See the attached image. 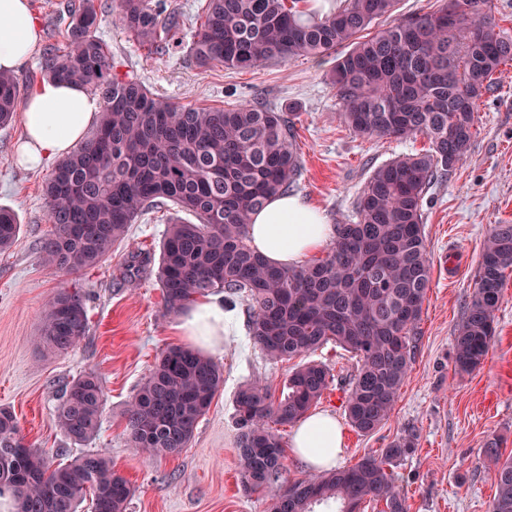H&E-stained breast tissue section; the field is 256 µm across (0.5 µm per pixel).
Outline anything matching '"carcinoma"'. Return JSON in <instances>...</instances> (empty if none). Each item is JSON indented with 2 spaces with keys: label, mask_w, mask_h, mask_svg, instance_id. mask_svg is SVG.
I'll use <instances>...</instances> for the list:
<instances>
[{
  "label": "carcinoma",
  "mask_w": 512,
  "mask_h": 512,
  "mask_svg": "<svg viewBox=\"0 0 512 512\" xmlns=\"http://www.w3.org/2000/svg\"><path fill=\"white\" fill-rule=\"evenodd\" d=\"M301 0H207L205 21L192 43L197 65L254 68L293 56L336 55L330 79L340 118L366 138L423 135L430 148L376 168L357 202V221L336 225L326 256L298 267H273L250 245L251 214L273 195H287L301 168L294 123L259 103L234 108L177 107L132 78L114 73L106 44L95 36L97 0L70 12L66 49L43 55L42 73L75 83L101 99L88 140L59 163L47 182L44 261L72 273L112 254L129 225L170 201L177 212L163 240L158 279L169 311L222 292L230 307L248 302V329L274 362L333 343L358 358L345 412L362 435L391 416L415 355L416 329L430 282L424 200L430 187L461 165L470 151L481 99L498 87L512 61V36L486 10L488 0H439L436 9L395 18L398 0H345L321 18ZM130 39L149 48L163 28L150 0H119ZM386 24L372 30L379 20ZM349 45L345 53L338 49ZM17 77L0 72V126L18 112ZM180 212L194 215L189 224ZM19 232L15 213L0 208V251ZM479 278L455 336L454 364L472 372L495 336L503 274L512 269V224H497L485 241ZM88 332L87 299L61 289L41 318L38 344L64 353ZM333 382L329 368L308 362L288 377L278 401L255 384L236 395V449L244 491L270 497V512H315L333 501L337 512H407L392 467L412 448V433L379 454L318 475L288 479L282 436L275 426L306 417ZM224 386V371L192 349L168 348L127 402L130 447L173 457L188 446L199 419ZM106 393L83 373L62 390L56 421L75 444L97 435ZM496 493L490 512H512V458L487 448ZM0 472L14 512H126L132 490L100 450L68 464L20 436L11 411L0 409Z\"/></svg>",
  "instance_id": "obj_1"
}]
</instances>
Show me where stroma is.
I'll list each match as a JSON object with an SVG mask.
<instances>
[{
    "label": "stroma",
    "mask_w": 512,
    "mask_h": 512,
    "mask_svg": "<svg viewBox=\"0 0 512 512\" xmlns=\"http://www.w3.org/2000/svg\"><path fill=\"white\" fill-rule=\"evenodd\" d=\"M72 2L32 0L41 41L17 70L21 97L33 94L43 80L44 49L64 45ZM166 3L180 20L175 44L151 52L129 40L117 0H98L95 34L107 44L118 74L136 77L180 105L228 108L257 99L293 118L301 161L293 194L321 211L327 223L355 221L357 198L374 168L428 150L421 135L367 139L346 126L329 80L333 58L199 68L190 47L206 0ZM22 135V120L0 127V206L12 209L20 224L15 243L0 252V408L15 415L27 442L69 461L82 447L61 433L55 409L66 384L79 374H95L105 387L106 406L91 446L104 450L130 482L126 512H269L268 497L246 493L241 483L235 398L249 383L282 398L292 363L265 356L249 335L247 303L237 302L224 347L212 354L224 370V387L188 447L167 458L130 448L125 404L160 355L182 343L173 330L179 315L167 310L157 278L172 210L164 206L141 216L98 266L72 274L56 271L40 253L52 230L44 188L56 164L47 162L36 171L15 166L13 148ZM424 212L430 283L417 354L389 420L369 435L351 427L344 402L356 362L332 344L311 355L334 376L316 409L332 414L342 429V467L380 452L399 436L416 434L413 452L394 468L408 512H489L495 488L485 448L494 442L503 455H512V270L506 273L496 335L480 369L456 370L454 340L475 292L484 240L494 225L512 224V62L503 66L497 90L480 106L467 159L432 185ZM63 288L85 293L89 331L68 352L53 353L38 347L35 338L44 310Z\"/></svg>",
    "instance_id": "1"
}]
</instances>
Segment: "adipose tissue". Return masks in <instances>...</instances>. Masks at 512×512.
Here are the masks:
<instances>
[{
	"mask_svg": "<svg viewBox=\"0 0 512 512\" xmlns=\"http://www.w3.org/2000/svg\"><path fill=\"white\" fill-rule=\"evenodd\" d=\"M40 27L30 0H0V69L15 71L33 53ZM98 105L81 86L48 80L23 105L24 136L14 154L16 163L39 169L47 160H65L82 145L97 120ZM322 214L297 197L276 196L254 212L249 226L254 249L278 267L299 265L334 236ZM229 315L215 298H203L176 325L178 336L202 352L224 345ZM292 447L317 470L335 467L342 452L341 430L335 417L315 413L297 422Z\"/></svg>",
	"mask_w": 512,
	"mask_h": 512,
	"instance_id": "adipose-tissue-1",
	"label": "adipose tissue"
}]
</instances>
